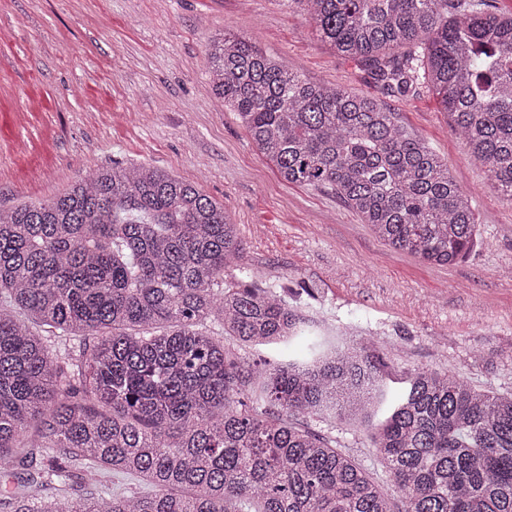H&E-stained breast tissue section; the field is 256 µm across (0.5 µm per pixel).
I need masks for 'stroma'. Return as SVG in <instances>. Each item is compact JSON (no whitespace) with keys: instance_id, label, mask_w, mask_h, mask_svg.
I'll return each mask as SVG.
<instances>
[{"instance_id":"1","label":"stroma","mask_w":512,"mask_h":512,"mask_svg":"<svg viewBox=\"0 0 512 512\" xmlns=\"http://www.w3.org/2000/svg\"><path fill=\"white\" fill-rule=\"evenodd\" d=\"M223 35L395 112L472 199L465 258L424 262L381 240L333 188L284 182L210 89L205 45ZM115 165L160 169L223 204L240 242L225 281L275 287L312 330L373 339L384 405L417 369L512 393V204L429 87L403 102L387 96L313 33L301 0H0V207L54 198ZM299 423L349 455L401 512L365 432L326 415Z\"/></svg>"}]
</instances>
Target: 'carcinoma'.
<instances>
[{"mask_svg": "<svg viewBox=\"0 0 512 512\" xmlns=\"http://www.w3.org/2000/svg\"><path fill=\"white\" fill-rule=\"evenodd\" d=\"M303 2L312 30L391 95L431 87L512 203V14L462 0ZM206 57L211 91L284 181L334 187L378 237L426 262L469 251L470 196L396 113L245 39L213 38ZM239 250L223 205L145 166L0 209L10 512H393L362 468L297 423L328 408L370 433L403 512H512V394L422 369L373 421L383 375L370 347L309 331L270 288L224 284ZM299 338L306 359L262 367L225 344ZM102 473L135 486L69 494Z\"/></svg>", "mask_w": 512, "mask_h": 512, "instance_id": "obj_1", "label": "carcinoma"}]
</instances>
